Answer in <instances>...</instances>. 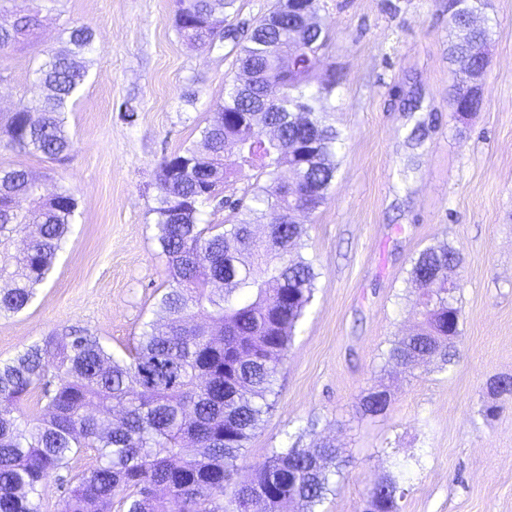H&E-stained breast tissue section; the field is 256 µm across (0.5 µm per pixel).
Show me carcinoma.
<instances>
[{
	"label": "carcinoma",
	"instance_id": "1",
	"mask_svg": "<svg viewBox=\"0 0 512 512\" xmlns=\"http://www.w3.org/2000/svg\"><path fill=\"white\" fill-rule=\"evenodd\" d=\"M234 2L176 0L179 35L193 48L220 46ZM58 3L36 0L19 21L1 11L0 52L33 42L43 14ZM483 7L484 0H454L449 25L458 30ZM272 13L276 18L259 20L238 43L247 79L229 86L197 139L159 164L154 240L168 288L136 342L116 354L84 329L55 328L0 360V512H40L45 480L88 449L97 463L62 480L60 512H283L287 502L317 512L332 490L326 463L339 453L323 440L275 449L252 480L233 481L275 403L277 376L313 297L316 272L301 253L306 231L296 216L326 204L344 143L325 120L340 79L313 83L327 33L319 22L298 26L292 0H276ZM67 33L65 46L45 55L34 95L7 125L10 147L58 161L73 147L66 114L94 51L90 27ZM488 42L486 28L469 33L474 64H484ZM257 96L267 100L263 112L249 111ZM245 169L259 181L246 196L222 199L231 219L202 223L203 206ZM77 207L65 186L46 194L30 171L0 169V314L32 304ZM18 234L25 245L13 255L8 243ZM461 264V253L446 244L414 259L416 326L390 342L386 364L413 374L426 363L440 370L454 363L448 335H460L459 307L435 273ZM36 390L43 406L32 414L27 402ZM388 406L384 390L358 402L370 417ZM405 495L400 465L370 488L360 512H400Z\"/></svg>",
	"mask_w": 512,
	"mask_h": 512
}]
</instances>
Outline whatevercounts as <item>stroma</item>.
<instances>
[{
	"label": "stroma",
	"mask_w": 512,
	"mask_h": 512,
	"mask_svg": "<svg viewBox=\"0 0 512 512\" xmlns=\"http://www.w3.org/2000/svg\"><path fill=\"white\" fill-rule=\"evenodd\" d=\"M319 4L329 40L316 77L342 78L328 121L345 141L327 203L299 217L318 277L238 477L272 450L320 439L342 451L321 512H359L400 464L402 512H512V399L488 392L490 378L512 377V0H488L476 17L491 32V64L483 106L465 118L449 101L464 64L448 58V0ZM174 10L175 0H60L35 44L0 54V167L24 166L78 199L33 303L0 315V360L63 326L124 352L167 286L153 240L158 164L198 136L239 74L232 42L189 47ZM73 24L96 33L68 114L73 149L61 161L13 149L7 118ZM442 243L463 256L459 357L411 378L383 355L414 325L413 260ZM380 385L387 412L361 416V395Z\"/></svg>",
	"instance_id": "1"
}]
</instances>
